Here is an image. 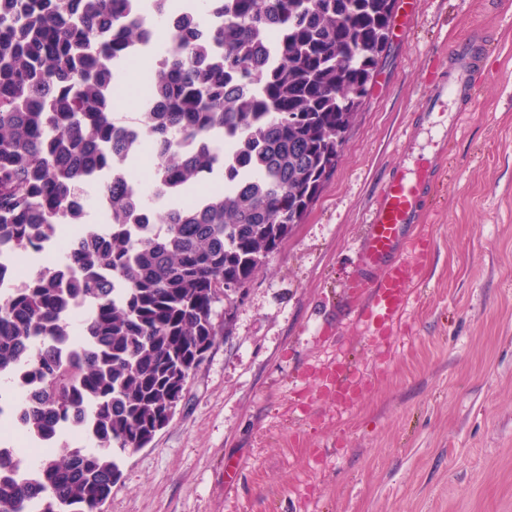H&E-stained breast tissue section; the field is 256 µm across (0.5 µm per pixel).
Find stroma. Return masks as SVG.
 Returning <instances> with one entry per match:
<instances>
[{"label": "stroma", "instance_id": "35a3bbf8", "mask_svg": "<svg viewBox=\"0 0 512 512\" xmlns=\"http://www.w3.org/2000/svg\"><path fill=\"white\" fill-rule=\"evenodd\" d=\"M392 49L333 179L235 301L171 422L127 453L103 512H512V0H400ZM484 48L434 191L399 329L371 341L343 283L430 57ZM366 388L321 395L328 366ZM239 467L234 483L224 468Z\"/></svg>", "mask_w": 512, "mask_h": 512}]
</instances>
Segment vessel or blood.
Instances as JSON below:
<instances>
[{"mask_svg": "<svg viewBox=\"0 0 512 512\" xmlns=\"http://www.w3.org/2000/svg\"><path fill=\"white\" fill-rule=\"evenodd\" d=\"M448 56L453 78L429 84L417 119L418 128L429 130L436 151L457 130L458 116L448 111V102L472 98L477 86L474 73L478 60L469 42L458 43ZM436 151H402L364 226L358 265L346 282L356 306L355 323L363 335L381 338L398 328L416 296L414 277L430 261L432 242L416 233L422 218L417 202L435 183ZM319 383L321 392L340 406L351 405L362 392L343 364L325 368Z\"/></svg>", "mask_w": 512, "mask_h": 512, "instance_id": "1", "label": "vessel or blood"}]
</instances>
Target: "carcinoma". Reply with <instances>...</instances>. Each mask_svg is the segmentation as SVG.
Returning a JSON list of instances; mask_svg holds the SVG:
<instances>
[{
  "label": "carcinoma",
  "mask_w": 512,
  "mask_h": 512,
  "mask_svg": "<svg viewBox=\"0 0 512 512\" xmlns=\"http://www.w3.org/2000/svg\"><path fill=\"white\" fill-rule=\"evenodd\" d=\"M224 2L163 23L166 63L126 115L115 72L142 37L145 0H0V244L34 253L54 240L90 180L111 195L106 224L0 297V378L25 366L38 380L18 454L40 476L0 478V512H101L118 456L169 424L214 345L218 294L250 288L335 175L336 135L390 49L394 0H232L213 27ZM133 132L159 160L147 194L107 177L114 155L135 156ZM225 136L240 145L234 165L210 146ZM218 167L224 191L168 204ZM138 214L153 234L133 235ZM76 316L63 358L53 343Z\"/></svg>",
  "instance_id": "obj_1"
}]
</instances>
